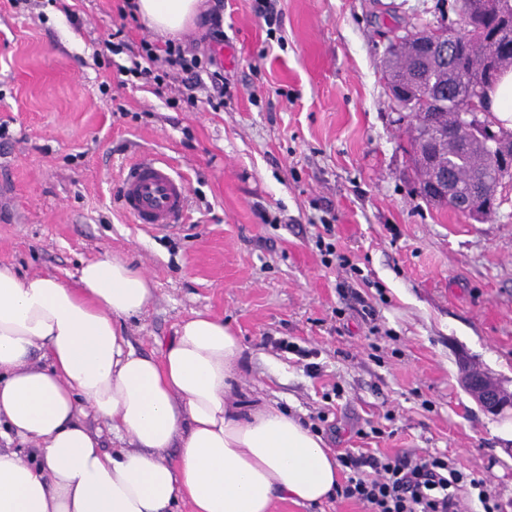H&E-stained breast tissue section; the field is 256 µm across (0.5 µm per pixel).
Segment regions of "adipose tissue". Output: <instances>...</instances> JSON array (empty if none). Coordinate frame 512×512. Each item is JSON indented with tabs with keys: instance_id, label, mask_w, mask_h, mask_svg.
Segmentation results:
<instances>
[{
	"instance_id": "1",
	"label": "adipose tissue",
	"mask_w": 512,
	"mask_h": 512,
	"mask_svg": "<svg viewBox=\"0 0 512 512\" xmlns=\"http://www.w3.org/2000/svg\"><path fill=\"white\" fill-rule=\"evenodd\" d=\"M202 3L136 0V11L173 36ZM153 294L108 255L73 287L0 267V512H273L279 500H327L338 465L320 434L275 407L244 414L228 402L243 347L223 319L195 313L160 357L133 349L122 324ZM89 416L118 448H103Z\"/></svg>"
}]
</instances>
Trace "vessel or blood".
<instances>
[{"label":"vessel or blood","mask_w":512,"mask_h":512,"mask_svg":"<svg viewBox=\"0 0 512 512\" xmlns=\"http://www.w3.org/2000/svg\"><path fill=\"white\" fill-rule=\"evenodd\" d=\"M119 203L135 223L170 226L188 213L186 180L164 159L137 157L120 171Z\"/></svg>","instance_id":"vessel-or-blood-1"}]
</instances>
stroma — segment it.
<instances>
[{"label": "stroma", "instance_id": "35a3bbf8", "mask_svg": "<svg viewBox=\"0 0 512 512\" xmlns=\"http://www.w3.org/2000/svg\"><path fill=\"white\" fill-rule=\"evenodd\" d=\"M64 2L0 0V267L70 285L86 261L124 258L155 288L125 324L137 351L159 356L194 313L222 318L245 348L233 402L276 404L331 449L390 420L380 448L448 452L512 512V407L487 413L460 381L472 366L512 391V181L482 223L428 205L381 73L389 40L456 26L459 0H279L271 28L254 0H224L220 112L117 88L131 55L105 48L112 30L165 36L120 19L122 0ZM143 154L186 179V223L120 209V169ZM326 222L343 264L315 244ZM265 335L314 350L320 375Z\"/></svg>", "mask_w": 512, "mask_h": 512}]
</instances>
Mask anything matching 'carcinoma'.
<instances>
[{
  "instance_id": "cac0c4a2",
  "label": "carcinoma",
  "mask_w": 512,
  "mask_h": 512,
  "mask_svg": "<svg viewBox=\"0 0 512 512\" xmlns=\"http://www.w3.org/2000/svg\"><path fill=\"white\" fill-rule=\"evenodd\" d=\"M459 13L465 24L458 34L467 40L469 48L452 64L436 60L435 51L428 47L414 56L409 54L405 35L389 46L383 73L399 120L406 119L411 125L418 116L416 110L426 108L438 134L433 161L423 163L417 151H412L417 185L426 186L434 170L441 168L450 171L462 189L469 192L492 179L497 167L492 143L512 140V131L495 129V121L485 114L475 127L459 130L454 120L455 107L448 103V84L457 75L465 74L474 80L478 96L483 97L505 71L512 69V42L496 38L500 25L512 23V0H496L489 11L479 0H461Z\"/></svg>"
}]
</instances>
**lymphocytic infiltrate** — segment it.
Wrapping results in <instances>:
<instances>
[{
  "label": "lymphocytic infiltrate",
  "instance_id": "f902f5d3",
  "mask_svg": "<svg viewBox=\"0 0 512 512\" xmlns=\"http://www.w3.org/2000/svg\"><path fill=\"white\" fill-rule=\"evenodd\" d=\"M131 75L163 88L180 82L181 102L197 107L196 91L211 85L207 105L224 107L227 90L224 69L212 54L180 40H167L164 50L141 42L129 69ZM342 479L334 497L363 505L365 512H465L475 500L481 512H502L501 503L487 491L485 479L475 476L447 454L411 450L389 454L377 448H347L337 457Z\"/></svg>",
  "mask_w": 512,
  "mask_h": 512
}]
</instances>
